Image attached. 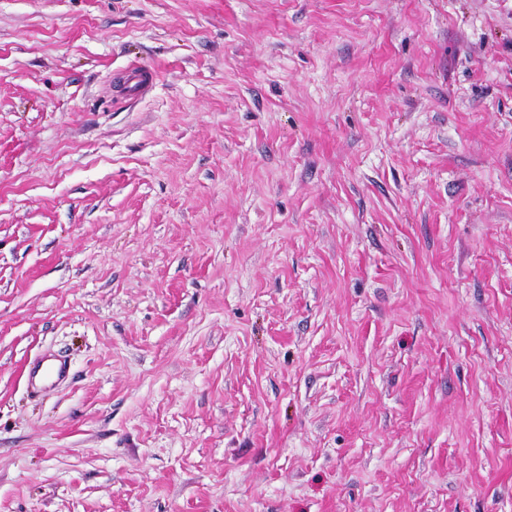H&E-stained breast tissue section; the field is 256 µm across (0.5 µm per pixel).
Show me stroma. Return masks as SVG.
Returning <instances> with one entry per match:
<instances>
[{"instance_id":"35a3bbf8","label":"stroma","mask_w":512,"mask_h":512,"mask_svg":"<svg viewBox=\"0 0 512 512\" xmlns=\"http://www.w3.org/2000/svg\"><path fill=\"white\" fill-rule=\"evenodd\" d=\"M0 512H512V0H0ZM25 373L30 389L37 393L67 378L69 366L60 356L44 354L29 362L25 366Z\"/></svg>"}]
</instances>
